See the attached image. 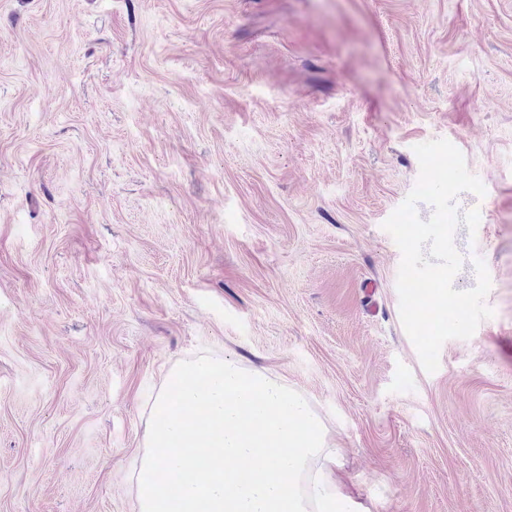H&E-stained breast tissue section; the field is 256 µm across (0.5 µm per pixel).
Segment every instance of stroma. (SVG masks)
Segmentation results:
<instances>
[{
	"label": "stroma",
	"instance_id": "stroma-1",
	"mask_svg": "<svg viewBox=\"0 0 512 512\" xmlns=\"http://www.w3.org/2000/svg\"><path fill=\"white\" fill-rule=\"evenodd\" d=\"M439 138L494 315L430 374L382 224ZM203 351L302 392L368 512H512V0H0V512H138Z\"/></svg>",
	"mask_w": 512,
	"mask_h": 512
}]
</instances>
